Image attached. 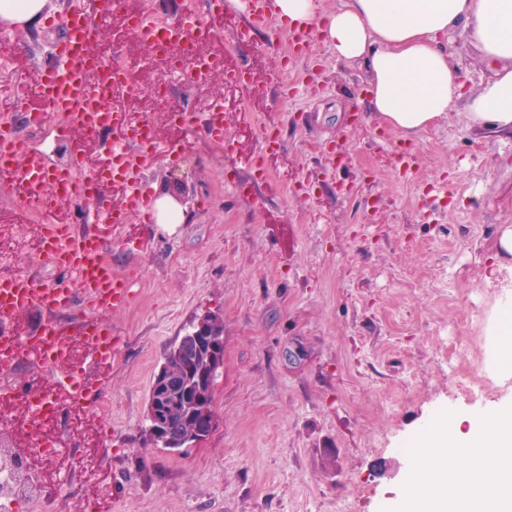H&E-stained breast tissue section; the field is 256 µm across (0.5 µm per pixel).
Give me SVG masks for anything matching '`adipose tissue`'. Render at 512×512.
I'll use <instances>...</instances> for the list:
<instances>
[{
  "label": "adipose tissue",
  "mask_w": 512,
  "mask_h": 512,
  "mask_svg": "<svg viewBox=\"0 0 512 512\" xmlns=\"http://www.w3.org/2000/svg\"><path fill=\"white\" fill-rule=\"evenodd\" d=\"M274 15L364 67L369 110L396 132L415 135L458 109L468 128L512 134V0H344L329 12L317 0H274ZM459 29L495 66L475 93L448 51ZM415 472L405 512H512V404L466 432L435 421Z\"/></svg>",
  "instance_id": "1"
}]
</instances>
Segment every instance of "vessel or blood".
Segmentation results:
<instances>
[{
    "mask_svg": "<svg viewBox=\"0 0 512 512\" xmlns=\"http://www.w3.org/2000/svg\"><path fill=\"white\" fill-rule=\"evenodd\" d=\"M238 2L244 6L249 19L235 24V40L239 50L252 52L256 49L252 38L254 29L266 28L272 23V15L266 9L268 0H222L218 18L233 17L234 5ZM112 16V0H94L92 9L79 8L68 15L63 21L68 37L54 54L50 78L34 92L21 94L20 102L32 108L39 117L57 115L77 124L84 123L87 114L93 110L97 94V77L89 64L98 56V39L83 36L82 31L99 26ZM111 119L113 126L122 130L120 138L96 143L99 152L108 158L106 168H94L85 178H77L75 168L82 165L87 148L86 142L80 140L75 145L74 169L60 176L65 184L61 199L78 200L84 204V230H76L70 220L57 218L46 224L42 237L45 259L70 272V279L48 287L32 274L0 277V321L7 325L5 335L11 347L8 366H41L55 397L75 408L87 399L92 385L104 382L112 362V334L100 328L93 319L67 323L60 320L57 313L77 299L95 312L118 311L131 303L135 282L130 277L114 273L100 231L112 224L127 223L128 211L135 202L141 205L142 218L150 216V199L142 171L140 167L132 166L128 158L131 148H139L144 157L159 152L173 154L178 150L177 143L163 141L150 122L132 129L124 113H112ZM199 126L208 137L222 142L226 150L237 153L240 165L252 170L260 181L268 177V158L284 149L280 136L268 133L260 138L258 148L248 152L240 150L237 140L225 138L224 114L220 111L204 116ZM107 169L112 172L113 185L122 188L123 196L120 203L105 207L95 195L89 194L88 189L103 183V172ZM48 176L43 160L33 153L24 131L15 130L0 139V185L19 194L25 209H32L40 202ZM33 306L51 312L41 324L39 335H23L9 328V321L18 312ZM77 345L86 348V360L95 372L94 381L77 377L68 365L72 349Z\"/></svg>",
    "mask_w": 512,
    "mask_h": 512,
    "instance_id": "b4317fda",
    "label": "vessel or blood"
}]
</instances>
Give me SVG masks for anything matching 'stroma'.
<instances>
[{"mask_svg":"<svg viewBox=\"0 0 512 512\" xmlns=\"http://www.w3.org/2000/svg\"><path fill=\"white\" fill-rule=\"evenodd\" d=\"M211 2L198 5L210 48L252 68L257 90L212 73L172 86L163 107L187 112L219 94L242 149L272 130L286 148L267 185L194 126L176 133L180 155L146 161L152 193L166 171L193 168V199L171 230L132 215L123 233L135 245L108 248L113 270L136 276L135 297L95 316L117 341L112 369L82 409L86 434L62 429L52 491L60 512L103 501L111 512H398L416 460L409 440L441 413L470 422L512 402V378L485 366L503 294L489 275L512 227V136L474 132L457 110L410 137L382 130L360 66L315 36L290 56L283 28L255 29L257 51L238 52ZM59 11L49 0L37 30L15 26L23 83L47 65ZM449 42L477 91L487 63L460 33ZM283 64L284 84L270 78ZM396 148L411 152L410 172ZM27 272L59 276L32 240L0 260V276ZM208 314L224 323L217 425L172 454L147 439L149 389L169 347Z\"/></svg>","mask_w":512,"mask_h":512,"instance_id":"stroma-1","label":"stroma"}]
</instances>
